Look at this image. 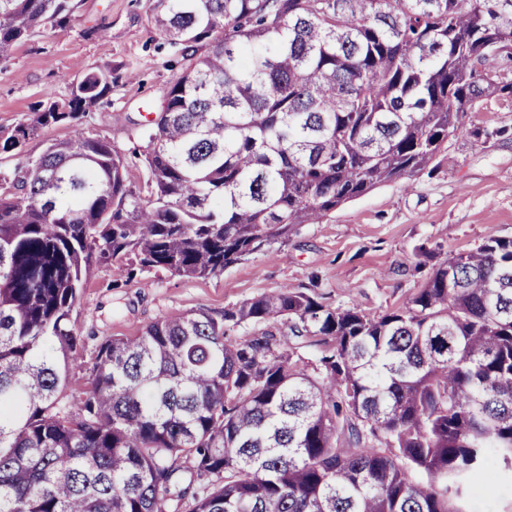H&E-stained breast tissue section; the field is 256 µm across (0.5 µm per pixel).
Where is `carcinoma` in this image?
<instances>
[{
    "mask_svg": "<svg viewBox=\"0 0 512 512\" xmlns=\"http://www.w3.org/2000/svg\"><path fill=\"white\" fill-rule=\"evenodd\" d=\"M77 9L0 0V62ZM150 21L181 64L133 152L146 191L124 132L85 129L110 74L0 130V153L74 132L0 178V512H465L512 468V239L380 315L285 287L164 317L103 342L79 391L73 312L98 266L217 276L480 137L462 115L512 103V0H153Z\"/></svg>",
    "mask_w": 512,
    "mask_h": 512,
    "instance_id": "cac0c4a2",
    "label": "carcinoma"
}]
</instances>
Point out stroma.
I'll use <instances>...</instances> for the list:
<instances>
[{"label":"stroma","mask_w":512,"mask_h":512,"mask_svg":"<svg viewBox=\"0 0 512 512\" xmlns=\"http://www.w3.org/2000/svg\"><path fill=\"white\" fill-rule=\"evenodd\" d=\"M152 0H80L70 27L32 35L0 64V129L31 117L48 97L68 93L91 73L112 76V90L87 124L108 136L124 131V151L140 133L175 76L179 51L160 48L150 22ZM485 137L449 141L433 170L380 187L337 208L321 223L300 225L287 244L264 249L216 277L188 279L167 271L126 277L98 267L74 313L82 341L71 371L83 388L102 342L134 336L159 319L204 309L214 315L284 287L315 295L330 307L382 314L405 304L424 281L414 248L440 253L474 249L491 237L512 238V110L487 100L464 117ZM67 125L42 128L18 154L0 157L13 176L24 157L71 138ZM469 512H512V476L475 479Z\"/></svg>","instance_id":"1"}]
</instances>
